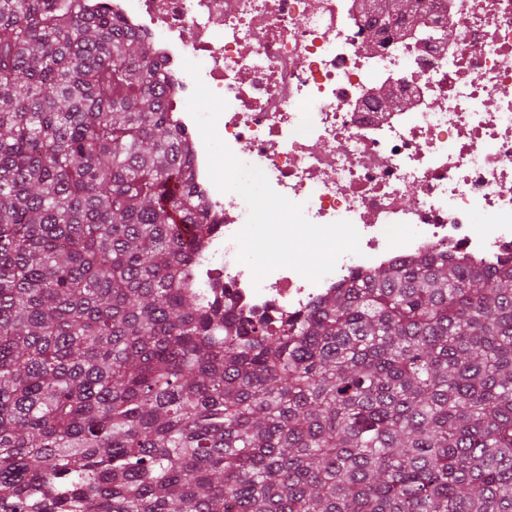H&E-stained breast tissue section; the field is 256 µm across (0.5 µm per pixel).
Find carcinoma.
<instances>
[{"mask_svg":"<svg viewBox=\"0 0 512 512\" xmlns=\"http://www.w3.org/2000/svg\"><path fill=\"white\" fill-rule=\"evenodd\" d=\"M166 95L108 7L0 0V512H512V263L239 316Z\"/></svg>","mask_w":512,"mask_h":512,"instance_id":"obj_1","label":"carcinoma"}]
</instances>
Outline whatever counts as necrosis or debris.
Here are the masks:
<instances>
[{"mask_svg":"<svg viewBox=\"0 0 512 512\" xmlns=\"http://www.w3.org/2000/svg\"><path fill=\"white\" fill-rule=\"evenodd\" d=\"M108 2L149 40L169 83L192 180L217 229L194 285L220 288L242 313L293 316L353 277L417 255L463 263L512 258V0H427L422 23L453 40L384 34L374 53L366 0ZM200 66L199 78L184 60ZM227 106L220 138L316 224L350 221L360 254L313 282L281 267L255 280L234 236L248 206L209 178L187 110L196 82Z\"/></svg>","mask_w":512,"mask_h":512,"instance_id":"obj_1","label":"necrosis or debris"}]
</instances>
